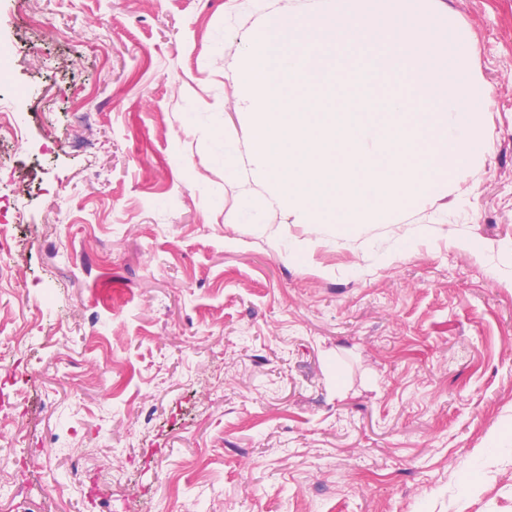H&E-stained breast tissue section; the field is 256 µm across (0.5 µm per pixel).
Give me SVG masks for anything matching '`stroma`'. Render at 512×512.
<instances>
[{
	"instance_id": "obj_1",
	"label": "stroma",
	"mask_w": 512,
	"mask_h": 512,
	"mask_svg": "<svg viewBox=\"0 0 512 512\" xmlns=\"http://www.w3.org/2000/svg\"><path fill=\"white\" fill-rule=\"evenodd\" d=\"M336 7L0 0V512H512V0H354L464 45L447 87L489 106L447 194L303 224L224 146L248 37ZM24 129L25 122L17 112H1L0 110V142L20 143Z\"/></svg>"
}]
</instances>
